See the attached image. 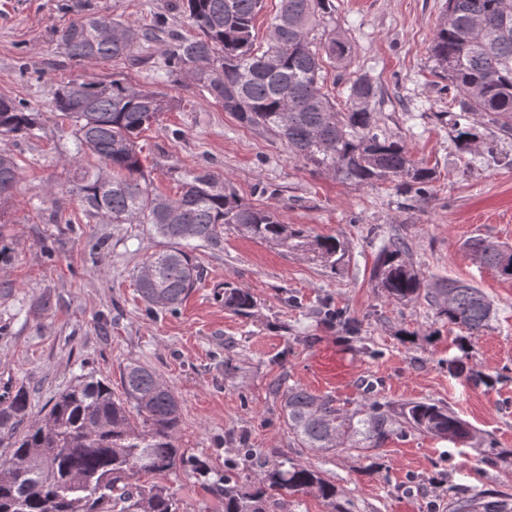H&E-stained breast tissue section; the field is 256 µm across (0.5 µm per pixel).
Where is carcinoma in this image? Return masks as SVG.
Wrapping results in <instances>:
<instances>
[{
	"label": "carcinoma",
	"mask_w": 512,
	"mask_h": 512,
	"mask_svg": "<svg viewBox=\"0 0 512 512\" xmlns=\"http://www.w3.org/2000/svg\"><path fill=\"white\" fill-rule=\"evenodd\" d=\"M263 2L177 0L175 7L195 29L189 37L167 32L161 16L141 26L86 13L61 32L59 41L75 61L139 63L138 49L167 32L165 73L202 87L243 124L277 136L291 158L361 186L401 181L426 190L435 172L416 165L403 141L375 131L371 103L377 91L369 81L351 83L343 112L322 93L325 61L336 64L352 53L338 33L323 42L312 36L331 13V0H281L264 46L254 36ZM430 52L458 109L452 126L459 148L477 149L479 128L487 124L511 137L512 0H446ZM171 107L165 95L116 77L72 79L54 97V109L73 124L76 135L72 192L92 215L114 224H150L162 239L163 248L149 257L138 278L149 308L174 309L197 287L203 270L194 250L221 249L226 225L336 271L346 255L340 239L313 236L275 210L226 191L206 172L187 175L176 197L154 192L137 139ZM37 117L24 101L0 97V136L33 130ZM87 152L100 166L82 163ZM18 179L15 160L0 153V201L12 196ZM465 247L512 279V248L483 238H472ZM407 253L403 239H388L373 268L376 286L394 300L422 298L436 318L466 330L457 343L463 356L448 361L449 371L462 376L470 341L492 321L493 304L466 282H425ZM256 305L250 291L224 283L225 309L250 317ZM323 316L349 336L358 331L356 321L339 312L326 309ZM121 383L118 398L108 382L83 377L55 398L43 421L30 419L22 388L0 405V433L10 436L13 448L9 461L0 465V512H180L164 488L144 481L184 461L176 444L180 402L137 361L124 366ZM283 414L297 445L314 453L350 448L369 458L388 440L411 431L450 442L478 439L459 416L427 400L407 402L396 412L372 399L345 413L332 398L295 386L283 394ZM221 481L224 512H271L288 495L306 493L333 502L338 494L312 465L288 458L266 462L259 485L250 491L231 470ZM475 503L482 512H503L500 502L481 492L460 510L468 512Z\"/></svg>",
	"instance_id": "obj_1"
}]
</instances>
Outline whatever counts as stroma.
<instances>
[{"instance_id": "1", "label": "stroma", "mask_w": 512, "mask_h": 512, "mask_svg": "<svg viewBox=\"0 0 512 512\" xmlns=\"http://www.w3.org/2000/svg\"><path fill=\"white\" fill-rule=\"evenodd\" d=\"M171 2L0 0V96L24 99L39 114L32 133L0 138L20 173L12 199L0 204V236L12 248L0 261V401L25 389L32 419L41 420L80 377L106 380L118 395L124 365H149L181 403L177 440L186 463L159 479L180 512H224L212 486L225 468L248 482L280 457L310 463L349 512H455L461 494L479 491L512 502V462H483L471 444L410 432L368 458L353 450L310 454L289 434L270 390L299 385L348 412L374 397L396 406L428 400L496 448L512 449V279L463 248L478 236L512 246V138L482 127L483 139L498 143L492 158L454 141L443 116L446 82L430 54L446 0H332L322 25L352 47L344 63L326 66L323 92L341 107L357 77L377 88V124L437 173L422 194L313 172L201 87L167 76V40L145 44L137 65L71 60L57 37L88 12L142 24L164 14L170 29L189 34ZM115 75L175 102L138 140L157 191L175 196L185 172H208L287 223L344 241L345 261L331 271L228 228L222 249L196 250L204 277L178 310L148 313L137 275L160 239L151 225L89 214L70 193L76 144L52 107L61 82ZM392 235L405 240L428 282L462 280L493 301L496 315L473 338L468 360L478 382L448 371L459 328L436 320L425 301H396L376 288L371 273ZM228 281L256 297L254 316L225 310ZM325 302L354 318L358 335L321 319ZM243 444L261 449V458L240 464Z\"/></svg>"}]
</instances>
